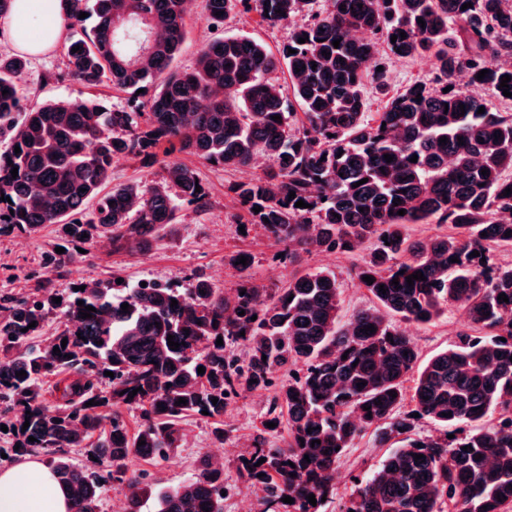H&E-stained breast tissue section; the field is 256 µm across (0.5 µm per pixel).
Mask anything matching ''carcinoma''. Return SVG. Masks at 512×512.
Segmentation results:
<instances>
[{
    "label": "carcinoma",
    "instance_id": "obj_1",
    "mask_svg": "<svg viewBox=\"0 0 512 512\" xmlns=\"http://www.w3.org/2000/svg\"><path fill=\"white\" fill-rule=\"evenodd\" d=\"M187 2L65 0L66 75L87 87L151 91L133 112L90 97L31 106L17 81L28 58L0 49V137L8 139L0 152V235L58 224L73 249L99 232L134 250L176 223L177 202L202 206L208 192L199 173L178 161L149 186H114L117 159L148 157L167 143V155L179 149L221 169L248 171L263 160V174L230 187L244 211L240 224L262 225L292 258L298 250L352 252L377 241L354 268L373 306L342 322L330 270L297 271L269 293L248 280L247 251L233 258L245 280L230 296L202 281L180 288L151 280L122 288L85 281L59 303L46 280L27 295L0 296V349L8 352L0 359V426L8 427L0 430L7 455L0 462L46 456L69 490L71 512H101L112 484L130 490L126 512H142L150 500L156 512H224V468L209 458L170 488L129 472L126 461L164 460L179 447L186 418L221 417L240 392L271 390L266 422L283 428L284 446L261 437L238 465L269 512H322L321 499L336 496L337 461L367 434L388 452L372 473L354 477L340 512H512V264L498 265L492 255L512 247L505 236L512 195H503L512 189V113L494 105L512 100L500 87L512 77V0H325L315 13L314 0H251L269 25L302 13L309 20L277 52L228 35L204 44L193 68L180 71L172 63L186 36ZM237 2L206 0L208 18L224 20ZM90 10L95 24L87 29L79 15ZM421 55L434 60L435 85L416 81L383 111L366 112L365 86L389 87V58ZM284 67L299 114L276 77ZM481 70L487 74L479 80ZM463 72L466 84L458 81ZM300 200L309 207L295 206ZM423 223L441 232L411 238L409 225ZM417 271L426 280L408 285ZM367 275L373 283L363 281ZM449 301L464 307L466 324L447 350L423 362L393 317L429 324ZM88 306L95 312L83 319ZM50 309L61 321L47 335ZM170 335L179 348L170 349ZM228 342L242 345L245 357L226 355ZM50 375L59 377L60 408L40 403ZM410 379L414 409L405 413ZM181 398L187 403L176 405ZM90 400L95 405L85 406ZM125 409L140 411L133 433ZM416 413L444 433L414 437ZM71 448L89 449L112 469L75 462Z\"/></svg>",
    "mask_w": 512,
    "mask_h": 512
}]
</instances>
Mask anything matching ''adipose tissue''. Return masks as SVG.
<instances>
[{"label": "adipose tissue", "mask_w": 512, "mask_h": 512, "mask_svg": "<svg viewBox=\"0 0 512 512\" xmlns=\"http://www.w3.org/2000/svg\"><path fill=\"white\" fill-rule=\"evenodd\" d=\"M63 0H13L0 21L10 46L31 57L55 49L63 34ZM68 492L51 468L29 456L0 468V512H70Z\"/></svg>", "instance_id": "1"}]
</instances>
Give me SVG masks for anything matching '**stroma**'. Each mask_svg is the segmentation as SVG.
Listing matches in <instances>:
<instances>
[{"instance_id": "1", "label": "stroma", "mask_w": 512, "mask_h": 512, "mask_svg": "<svg viewBox=\"0 0 512 512\" xmlns=\"http://www.w3.org/2000/svg\"><path fill=\"white\" fill-rule=\"evenodd\" d=\"M303 22V17L299 16L294 22L271 26L262 21L255 10L240 6L225 18L224 31L253 37L277 50L287 44L294 27ZM187 23L189 34L177 59L182 68L191 66L200 46L216 36L207 19L203 0H192ZM63 68V53L57 48L30 59L18 82L26 88L34 103L78 97L89 91L119 111L128 110L134 102L131 94L114 90L105 83L86 89L63 75ZM177 158L198 169L209 192L205 206L181 204L177 223L157 232L145 250L134 251L96 235L85 243L83 252L75 253L69 262L58 268L45 263L47 254L62 241L58 225L49 224L34 233L1 235L0 295L27 292L40 279L48 280L55 292L65 295L79 281L119 278L127 284L146 279L174 282L183 288L204 281L229 294L239 281V274L231 266L230 259L237 251L244 250L254 259L252 273L261 287H282L298 270L308 272L327 268L335 272L343 289L344 316L370 306L369 294L352 277L351 258L337 252L312 251L301 253L295 263L280 259L278 245L268 238L261 225H250L245 233L239 230L236 222L238 207L229 190L230 184L238 180V173L204 166L186 152L178 153ZM166 162L163 155L153 162L133 156L122 158L112 167V181L116 184H152L164 176ZM465 321L463 308L451 303L432 324H412L407 331L422 358L427 359L446 349ZM270 399L271 394L267 391L241 393L225 408L223 416H194L183 422L184 437L179 448L174 449L167 459L136 457L128 461L127 466L130 471L149 474L160 487H171L192 475L193 463L198 456L223 449L224 481L229 486L224 496V512H264L261 492L239 480L237 466L239 455L263 430L262 422ZM384 454V449L373 447L366 438L348 449L336 465V497L326 505V512H339L353 488L354 476L376 467Z\"/></svg>"}]
</instances>
